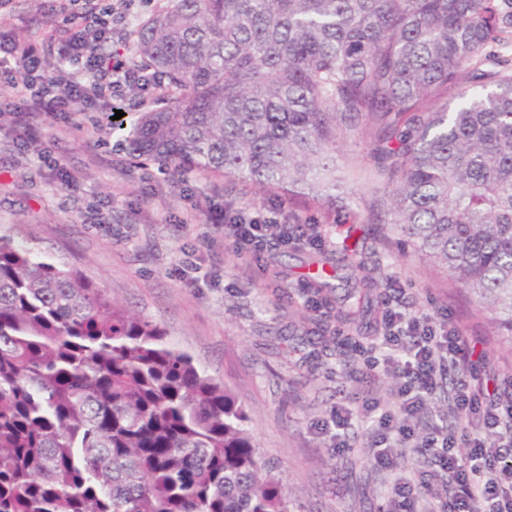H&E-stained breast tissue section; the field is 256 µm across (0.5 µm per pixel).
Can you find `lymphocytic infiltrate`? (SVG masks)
<instances>
[{"label":"lymphocytic infiltrate","instance_id":"1","mask_svg":"<svg viewBox=\"0 0 512 512\" xmlns=\"http://www.w3.org/2000/svg\"><path fill=\"white\" fill-rule=\"evenodd\" d=\"M56 2L61 21L41 46L23 45L17 35L0 39V85L9 88L17 111L27 117L41 113L71 119L92 109L111 108L112 94L118 89L132 84L157 86L153 73L112 46L115 32L128 29L134 19L136 0H124L125 10L117 16L107 11L104 0ZM51 56L57 57L60 68L49 69ZM208 221L226 225L241 250L280 242L266 224L229 222L221 215L209 216ZM400 319V313H390L395 328L386 338L405 351L398 410L412 415L418 406L407 400V393L414 388L427 393L433 390L444 373L443 362L460 353L463 332L452 324L439 335L415 320L403 328ZM453 403L455 425L464 429L463 438L449 434L442 442H425L457 488L448 500L447 512H512V404L503 406L493 398L467 393L462 383L455 388ZM473 411L481 413L485 435L494 436V445H485L482 437L468 434V415ZM460 440L468 449L470 463L466 466L460 464L455 451Z\"/></svg>","mask_w":512,"mask_h":512}]
</instances>
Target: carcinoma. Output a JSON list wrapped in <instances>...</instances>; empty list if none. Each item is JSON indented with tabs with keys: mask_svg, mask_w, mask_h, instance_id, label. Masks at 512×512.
<instances>
[{
	"mask_svg": "<svg viewBox=\"0 0 512 512\" xmlns=\"http://www.w3.org/2000/svg\"><path fill=\"white\" fill-rule=\"evenodd\" d=\"M510 29L512 0H166L135 44L162 106L126 149L334 213L336 143L366 134L382 198L352 222L394 225L512 345ZM375 286L338 310L359 332ZM248 420L158 325L0 235V512H295Z\"/></svg>",
	"mask_w": 512,
	"mask_h": 512,
	"instance_id": "carcinoma-1",
	"label": "carcinoma"
}]
</instances>
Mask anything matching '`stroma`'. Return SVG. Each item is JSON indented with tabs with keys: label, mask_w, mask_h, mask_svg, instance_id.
Listing matches in <instances>:
<instances>
[{
	"label": "stroma",
	"mask_w": 512,
	"mask_h": 512,
	"mask_svg": "<svg viewBox=\"0 0 512 512\" xmlns=\"http://www.w3.org/2000/svg\"><path fill=\"white\" fill-rule=\"evenodd\" d=\"M51 0H11L0 32L44 42L54 28ZM153 96L125 89L104 113L70 121L33 116L37 140L22 142L9 112H0V235L36 239L43 254L79 269L108 295L160 326L176 349L215 380L231 385L250 415L247 429L261 458L273 466L300 512H398L394 487L413 477L414 495L433 506L448 499V476L431 450L394 445L393 465H375L379 418L402 382L390 368L396 353L382 335L349 336L336 317V293L319 288L310 244L242 254L222 229L206 221L258 213L276 223L313 218L329 252L349 256V287L377 280V306L396 299L405 316L454 321L485 359L447 365L437 388L411 418L416 434L445 426L451 382L472 393L488 376L512 380V352L494 343L487 315L470 295L412 247L397 244L384 225L354 230L334 223L286 193L247 183L229 185L197 173L134 167L112 127L154 109ZM337 192L353 210L378 198L382 185L361 137L336 145ZM349 409L337 430L330 415ZM345 447H338V440Z\"/></svg>",
	"instance_id": "obj_1"
}]
</instances>
